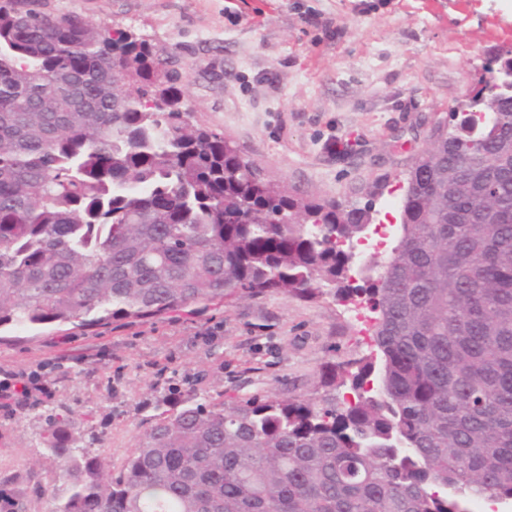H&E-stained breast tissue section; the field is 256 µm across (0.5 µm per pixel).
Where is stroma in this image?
<instances>
[{"label":"stroma","instance_id":"stroma-1","mask_svg":"<svg viewBox=\"0 0 512 512\" xmlns=\"http://www.w3.org/2000/svg\"><path fill=\"white\" fill-rule=\"evenodd\" d=\"M103 27L134 30L171 60L194 122L224 134L296 196L371 199L397 188L435 123L472 94L512 24V0H43ZM350 303L269 293L99 336L65 325L0 342V372H37L41 405L0 414V480L20 512H52L67 486L45 455V419L65 405L105 467L137 446L157 379L176 395L317 397L326 362L367 356Z\"/></svg>","mask_w":512,"mask_h":512}]
</instances>
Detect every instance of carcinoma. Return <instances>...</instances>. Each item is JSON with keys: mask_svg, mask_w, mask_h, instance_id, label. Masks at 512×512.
I'll return each mask as SVG.
<instances>
[{"mask_svg": "<svg viewBox=\"0 0 512 512\" xmlns=\"http://www.w3.org/2000/svg\"><path fill=\"white\" fill-rule=\"evenodd\" d=\"M166 66L130 29L0 0V327L116 331L277 292L363 300L374 349L322 369L340 406L161 393L115 473L52 410L54 512L511 507L512 98L475 93L492 122L450 112L407 174L394 246L354 285L340 241L368 233L374 200L245 174Z\"/></svg>", "mask_w": 512, "mask_h": 512, "instance_id": "cac0c4a2", "label": "carcinoma"}]
</instances>
